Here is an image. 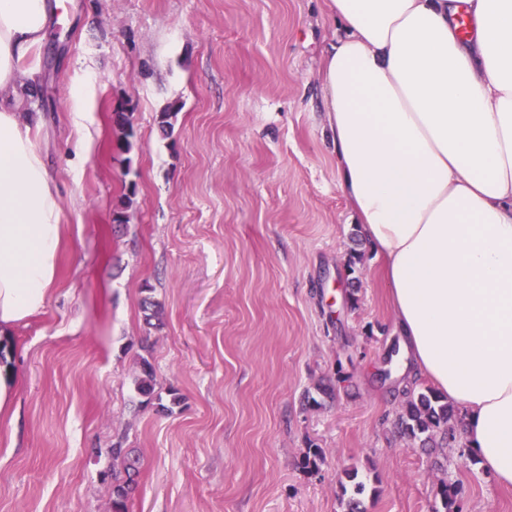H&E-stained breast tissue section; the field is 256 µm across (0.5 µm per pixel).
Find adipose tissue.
<instances>
[{"instance_id":"adipose-tissue-1","label":"adipose tissue","mask_w":512,"mask_h":512,"mask_svg":"<svg viewBox=\"0 0 512 512\" xmlns=\"http://www.w3.org/2000/svg\"><path fill=\"white\" fill-rule=\"evenodd\" d=\"M326 0L322 71L339 186L382 258L400 374L462 412L468 452L512 484V0ZM49 0H0V338L57 275L59 195L19 97Z\"/></svg>"}]
</instances>
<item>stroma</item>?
<instances>
[{"mask_svg": "<svg viewBox=\"0 0 512 512\" xmlns=\"http://www.w3.org/2000/svg\"><path fill=\"white\" fill-rule=\"evenodd\" d=\"M65 6L22 65L62 247L44 308L5 342L17 391L0 417V512H111L115 443L142 459L129 512H344L352 467L365 512H439L445 484L459 512H512V487L465 449H423L392 424L393 313L380 259L351 240L325 131V0ZM144 356L153 400L133 388ZM328 380L335 398L307 406ZM312 443L324 455L308 467Z\"/></svg>", "mask_w": 512, "mask_h": 512, "instance_id": "1", "label": "stroma"}]
</instances>
